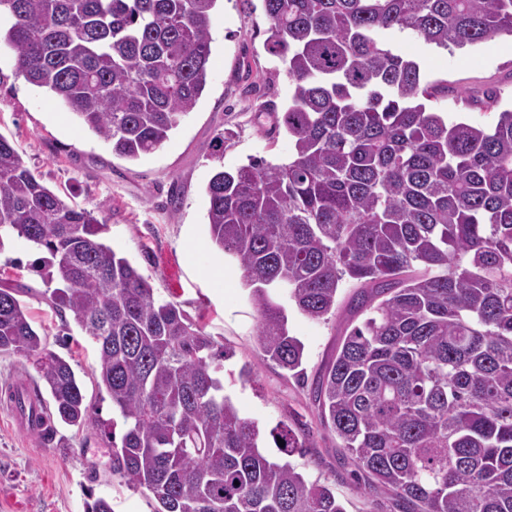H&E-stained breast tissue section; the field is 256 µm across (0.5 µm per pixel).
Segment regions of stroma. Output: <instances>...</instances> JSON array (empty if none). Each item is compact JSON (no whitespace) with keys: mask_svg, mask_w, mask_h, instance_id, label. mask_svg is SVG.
Segmentation results:
<instances>
[{"mask_svg":"<svg viewBox=\"0 0 512 512\" xmlns=\"http://www.w3.org/2000/svg\"><path fill=\"white\" fill-rule=\"evenodd\" d=\"M268 27L262 0H252L248 9L239 0H221L211 21L203 97L159 148L135 162L113 155L72 112L19 76L14 56L1 50L0 135L67 204L100 209L110 226L109 244L138 268L156 296L178 302L216 344L232 349L224 363V390L241 416L269 429L287 408L303 409L317 446L312 455L294 457V464L309 478L335 486L349 512H366L354 465L341 460L335 439L317 422L309 382L299 385L263 359L242 272L214 245L207 224L204 189L216 171L253 158L284 163L292 154L287 133L271 131L292 85L283 63L266 50ZM389 43L420 62L424 82L442 87L432 105L449 121L485 126L512 106V36L469 49H439L405 33L392 35ZM42 258L25 239L8 235L0 244V280L22 288L35 327L48 348L69 362L97 409V421L81 429L54 421L52 443L20 431L7 393L13 385L32 384L37 374L23 357L0 356V512H86L97 498L109 501L112 512H153L147 492L128 488L112 474L109 447L125 426L98 390L96 343L70 311H55L42 297L46 285L36 271ZM218 271L226 277L220 291L213 284ZM344 326L341 310L326 322L289 311L290 333L305 346L309 381L334 353ZM246 363L253 379L244 384L237 373Z\"/></svg>","mask_w":512,"mask_h":512,"instance_id":"obj_1","label":"stroma"}]
</instances>
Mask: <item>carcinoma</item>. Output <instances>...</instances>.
<instances>
[{
  "label": "carcinoma",
  "instance_id": "cac0c4a2",
  "mask_svg": "<svg viewBox=\"0 0 512 512\" xmlns=\"http://www.w3.org/2000/svg\"><path fill=\"white\" fill-rule=\"evenodd\" d=\"M220 0H0V47L18 75L137 161L191 112L208 82ZM267 46L293 86L276 117L286 163L251 160L208 181L212 242L243 272L261 355L305 382L288 305L351 328L311 387L320 425L395 512H512V108L490 128L450 123L438 91L388 37L462 49L512 35V0H263ZM49 257L44 299L98 345V389L125 431L112 474L154 512H347L327 482L259 450L262 430L224 394L203 327L107 243L0 136V230ZM0 287V355L39 387L10 400L82 428L93 405L30 312ZM280 452L316 447L295 409Z\"/></svg>",
  "mask_w": 512,
  "mask_h": 512
}]
</instances>
